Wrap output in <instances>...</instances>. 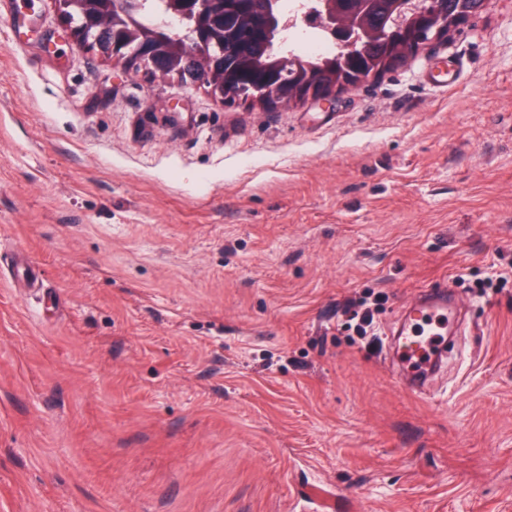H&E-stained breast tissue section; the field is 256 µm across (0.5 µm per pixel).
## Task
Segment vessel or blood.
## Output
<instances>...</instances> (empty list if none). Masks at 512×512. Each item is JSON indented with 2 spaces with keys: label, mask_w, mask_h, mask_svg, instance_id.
I'll list each match as a JSON object with an SVG mask.
<instances>
[{
  "label": "vessel or blood",
  "mask_w": 512,
  "mask_h": 512,
  "mask_svg": "<svg viewBox=\"0 0 512 512\" xmlns=\"http://www.w3.org/2000/svg\"><path fill=\"white\" fill-rule=\"evenodd\" d=\"M452 306L446 284L437 283L403 309L388 340L389 351L398 363L395 386H417L438 372L435 358L448 348V310Z\"/></svg>",
  "instance_id": "b4317fda"
}]
</instances>
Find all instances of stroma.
<instances>
[{
	"label": "stroma",
	"instance_id": "obj_1",
	"mask_svg": "<svg viewBox=\"0 0 512 512\" xmlns=\"http://www.w3.org/2000/svg\"><path fill=\"white\" fill-rule=\"evenodd\" d=\"M442 279L461 350L396 390L388 334ZM372 293L380 343H350ZM325 494L512 512V0L333 106L269 108L0 0V512ZM159 50L158 45H145L142 43L135 50L127 54L114 52L112 59L117 64H121L126 72L146 70L165 79L168 68L159 67L154 62V57L159 54Z\"/></svg>",
	"mask_w": 512,
	"mask_h": 512
}]
</instances>
